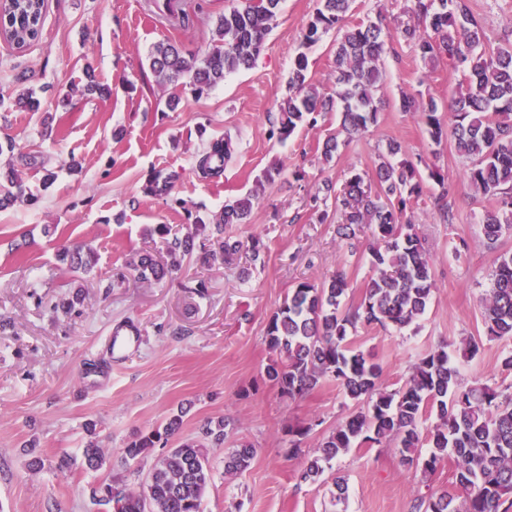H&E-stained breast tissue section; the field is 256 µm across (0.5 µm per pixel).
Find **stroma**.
Wrapping results in <instances>:
<instances>
[{"label": "stroma", "mask_w": 512, "mask_h": 512, "mask_svg": "<svg viewBox=\"0 0 512 512\" xmlns=\"http://www.w3.org/2000/svg\"><path fill=\"white\" fill-rule=\"evenodd\" d=\"M197 18L183 29L149 10L148 0H47L40 36L16 50L0 36V142L13 139V154L0 156V170L13 167L38 195L36 206L0 209V512H105L92 490L106 479L141 491L152 459L128 466L127 444L142 432L183 412L182 436H195L206 421L230 422L229 439L255 446L251 467L224 470V448H211L212 481L206 512H414L416 496L452 490L454 468L442 465L431 480L404 466L396 447L362 445L332 463L316 483L296 478L288 455V429L319 422L304 440L315 448L319 433L362 406L333 382L301 399L282 396L265 376L273 357L266 327L289 289L321 283L344 272L356 304L371 273L364 251L350 255L335 218L319 221L306 201L324 181L342 183L349 172L372 173L389 141L406 157L426 159L456 186L445 222L430 199L414 205V230L427 250L436 289L425 314L403 330L361 328L352 340L383 366L381 385L402 387L431 347L464 337L479 341L478 354L461 367L464 383L480 379L505 388L502 369L512 344L489 339L481 299L497 257L481 235L490 199L469 186L467 161L453 139L434 144L419 116L398 108L402 94L447 101L461 80L447 61L422 62L403 42L383 54V100L377 125L324 160L320 146L335 133L339 116L321 113L286 142L271 138L288 96V75L303 30L318 0H282L263 53L252 69L229 75L208 94L161 82L145 56L160 41L202 54L216 18L229 0H190ZM111 89L104 99L78 90L86 72ZM35 91L38 111L14 107L17 94ZM179 95L176 109L167 100ZM231 136L237 145L224 173L205 179L195 157L209 140ZM43 157L45 167L30 162ZM280 165L275 183L256 180ZM179 172L168 200L142 192L151 169ZM56 178L44 184L45 170ZM258 191L248 223L225 227V236L264 244L260 261L240 251L229 261L185 258L172 277L147 283L128 262L150 252L168 262L166 239L152 234L165 224L185 236L210 222L225 201ZM86 244L98 263L88 275L72 273L57 254ZM203 283V294L190 285ZM77 296L72 314L58 307ZM135 328L140 342L117 352L114 332ZM101 448L103 468L82 467L88 444ZM72 470L57 467L61 456ZM345 503H336V479Z\"/></svg>", "instance_id": "35a3bbf8"}]
</instances>
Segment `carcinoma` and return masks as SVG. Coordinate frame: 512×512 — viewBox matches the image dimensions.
I'll list each match as a JSON object with an SVG mask.
<instances>
[{
	"label": "carcinoma",
	"mask_w": 512,
	"mask_h": 512,
	"mask_svg": "<svg viewBox=\"0 0 512 512\" xmlns=\"http://www.w3.org/2000/svg\"><path fill=\"white\" fill-rule=\"evenodd\" d=\"M410 20L390 22L383 15L355 24L347 22L350 0H320L303 34L304 50L297 53L289 76L288 98L281 105L279 125L270 131L278 141L288 140L302 125L316 123L319 112H337L340 129L328 136L321 154L333 158L345 140L360 136L378 123L383 86L379 59L395 41L406 42L422 61L433 64L448 59L463 80L448 100V120L458 154L468 161L466 178L476 192L493 201L482 219V234L496 245L512 231V30L502 44L487 43L481 19L468 0H409ZM281 0H240L224 10L215 22L209 48L202 55L185 56L175 42H161L149 53V68L161 80L204 95L224 77L251 68L264 49L270 26ZM149 7L168 21L189 26L193 18L165 0H150ZM45 0H0V33L16 48L35 40L44 21ZM336 31L334 67L329 75L331 93L323 94L309 75L305 49L323 35ZM399 108L418 112L431 140L439 144L446 135L442 106L430 97L417 100L404 94ZM235 151L228 135L210 143L195 159L203 178L224 173V164ZM398 141H391L387 154L375 166V178L352 174L337 187L323 183L324 198L334 197L337 233L356 254L354 227L371 224L375 241L368 247L372 275L365 282L360 301L349 308L345 299L350 283L342 272L320 285L300 282L285 298L267 324L266 342L276 355L266 367V377L281 394L302 398L326 381H333L368 410L349 416L323 434L313 454L305 455L303 439L311 425L288 429V455L303 457L297 478L314 483L325 465L353 445L392 442L401 449L402 461L421 467L426 479L441 462L455 465L454 492L432 493L417 499L415 512H501L512 495V392L480 380L469 386L460 383L459 358L474 356L479 342L460 341L453 351L437 345L413 366L399 389L381 388L382 365L370 353L353 347L351 332L358 326L391 325L402 329L426 311L435 291V279L427 251L414 231L407 212L426 196L425 184ZM428 178L441 187L435 198L446 221L453 215L447 198L454 186L435 166H426ZM180 174L168 169L153 170L143 185L152 198L168 197ZM9 187L0 184V208L17 202L34 205L37 197L25 192L13 172ZM249 194L224 204L211 224L196 225L195 233L169 242L171 262L164 266L151 255L138 254L130 266L145 282L160 281L178 269L181 260L195 248L205 257L230 258L243 243L224 237V226L248 223L253 200ZM200 244H195V239ZM59 260L73 271H90L96 251L89 246L65 248ZM486 334L512 339V255H499L492 270L490 288L482 298ZM436 412L437 423L421 433L419 423L426 413ZM183 413L170 416L165 424L145 433L123 449L124 463H138L157 448L168 452L156 459L143 489L132 492L118 480H105L95 490L97 503L110 512H192L203 502L212 479L206 448L220 446L228 437L224 420L205 422L194 437L183 438ZM426 447L425 457L417 451ZM256 448L241 443L224 456V470H247Z\"/></svg>",
	"instance_id": "1"
}]
</instances>
